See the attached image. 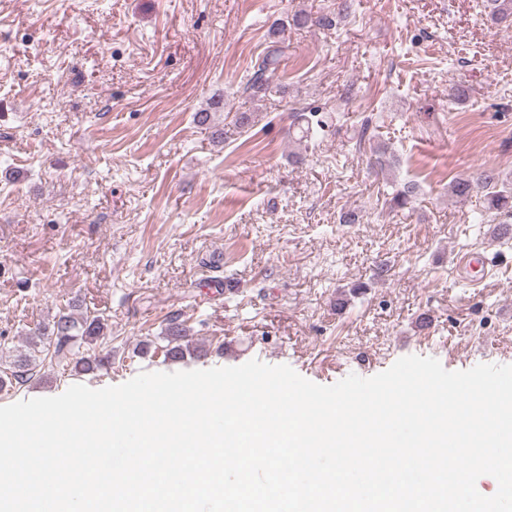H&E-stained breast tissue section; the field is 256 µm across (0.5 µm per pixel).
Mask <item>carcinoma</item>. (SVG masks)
I'll list each match as a JSON object with an SVG mask.
<instances>
[{
    "label": "carcinoma",
    "mask_w": 512,
    "mask_h": 512,
    "mask_svg": "<svg viewBox=\"0 0 512 512\" xmlns=\"http://www.w3.org/2000/svg\"><path fill=\"white\" fill-rule=\"evenodd\" d=\"M484 8L491 20L496 23L512 20V0H484ZM291 22L296 26L315 25L330 28L335 25V17L328 14L314 16L310 13H298ZM286 23L276 20L269 29L272 41L255 59L253 72L246 82L244 91L252 97L262 98L273 92L270 77L280 68L288 57V44L279 38ZM379 117L366 115L357 129L356 146L366 140L378 137ZM395 154L388 146L379 144L374 148V158L370 159L371 168L381 171L396 166ZM420 186L415 181L401 184L387 201L392 210L405 209L417 197ZM449 195L468 198L480 194L484 199L485 213L499 219L496 233L500 237L512 234V187L508 179L495 168H481L467 177H459L448 186ZM105 339L103 320L88 311L76 309L72 304L62 309L38 335L29 342L28 352L21 356L0 355V389L16 388L31 381L38 373V367L49 364L64 371L81 373L112 368V353L98 350ZM164 345L158 347L152 340L140 346L143 355L161 352L167 362H180L194 353L188 341L187 329L183 324L172 322L162 337Z\"/></svg>",
    "instance_id": "1"
}]
</instances>
